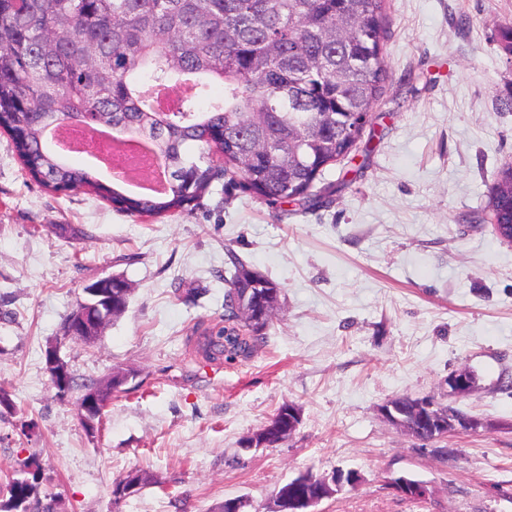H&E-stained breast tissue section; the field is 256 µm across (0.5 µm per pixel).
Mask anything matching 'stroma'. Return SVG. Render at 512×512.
<instances>
[{
  "label": "stroma",
  "mask_w": 512,
  "mask_h": 512,
  "mask_svg": "<svg viewBox=\"0 0 512 512\" xmlns=\"http://www.w3.org/2000/svg\"><path fill=\"white\" fill-rule=\"evenodd\" d=\"M512 0H387L389 80L355 157L327 169L330 204H269L236 175L194 209L133 216L88 191L45 190L0 134V483L38 474L55 512H264L299 473L357 471L316 512H512V245L482 209L512 159ZM273 278L281 306L250 358L197 346L221 326L234 259ZM116 275L125 312L86 345L64 323L97 280ZM57 346L77 382L134 377L95 433L45 370ZM473 373L451 393L448 376ZM434 397L475 430L421 444L380 408ZM296 432L243 448L277 409ZM454 449L443 464L436 448ZM154 478L114 503L116 479ZM413 475L425 498L396 493Z\"/></svg>",
  "instance_id": "obj_1"
}]
</instances>
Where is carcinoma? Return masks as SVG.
Segmentation results:
<instances>
[{
    "label": "carcinoma",
    "instance_id": "carcinoma-1",
    "mask_svg": "<svg viewBox=\"0 0 512 512\" xmlns=\"http://www.w3.org/2000/svg\"><path fill=\"white\" fill-rule=\"evenodd\" d=\"M385 10L386 0H0V131L45 189L84 187L140 217L191 209L230 171L259 199L310 210L322 198L315 182L356 152L385 91ZM89 52L107 63L95 81ZM87 113L112 138L150 147L162 190L104 183L48 144ZM484 211L494 235L512 225L511 159ZM228 283L207 351L233 359L271 324L240 321L234 296L278 284L241 261ZM0 494V512H53L34 480Z\"/></svg>",
    "mask_w": 512,
    "mask_h": 512
}]
</instances>
